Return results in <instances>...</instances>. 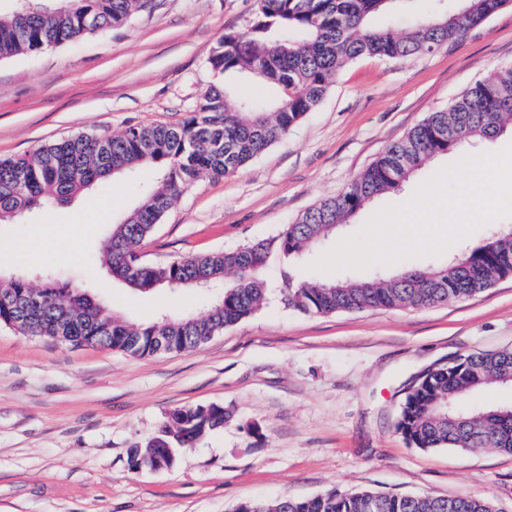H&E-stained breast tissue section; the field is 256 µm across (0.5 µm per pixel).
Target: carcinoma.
Wrapping results in <instances>:
<instances>
[{"mask_svg":"<svg viewBox=\"0 0 512 512\" xmlns=\"http://www.w3.org/2000/svg\"><path fill=\"white\" fill-rule=\"evenodd\" d=\"M0 8V59L37 53L125 24L143 0H60L53 7L15 0ZM402 0H260L248 28L227 33L209 58L219 75L250 74L273 88L272 98L234 96L224 83L203 95L179 125L130 126L118 135H78L30 154L0 160V224H19L49 204L71 203L115 175L155 169L158 185L112 225L100 262L112 279L137 291L212 290L229 272L234 286L214 294L204 312L142 323L121 318L84 285L52 280L41 288L26 275L0 274V325L27 336L71 337L134 355H153L163 340L169 352L196 348L252 315L266 300L261 272L275 259L292 261L376 197L399 188L430 159L495 140L512 125V65L499 67L466 89L448 109L429 114L342 192L321 200L276 236L234 251L167 264L132 261L182 189L203 176L239 172L285 139L315 109L338 73L359 58L389 60L431 53L457 41L505 6L506 0H462L416 17L400 32L382 20ZM512 275V228L448 259L436 269L406 267L389 277L309 281L298 271L280 289L285 306L333 314L373 308L415 309L475 296ZM30 296L39 303L21 314ZM512 385V347L471 353L422 375L399 411L397 431L421 450L490 448L512 454V405L456 407L467 395ZM224 428V408L173 409L159 430L129 450L132 465L172 449L192 448ZM244 512H495L491 500L468 494L407 496L331 489L309 499L247 502Z\"/></svg>","mask_w":512,"mask_h":512,"instance_id":"obj_1","label":"carcinoma"}]
</instances>
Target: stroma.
Here are the masks:
<instances>
[{
  "label": "stroma",
  "instance_id": "stroma-1",
  "mask_svg": "<svg viewBox=\"0 0 512 512\" xmlns=\"http://www.w3.org/2000/svg\"><path fill=\"white\" fill-rule=\"evenodd\" d=\"M256 0H152L122 27L0 60V159L58 139L177 124L216 82L208 58L246 29ZM512 63V5L428 55L362 57L288 137L239 173L184 188L139 251L166 263L276 236L336 195L430 113ZM457 153L434 158L401 190L367 203L306 253L305 275L382 209L410 200ZM156 174L105 181L31 223L0 226V271L88 284L134 321L199 313L205 295L134 291L98 257L113 225ZM512 346V277L475 296L417 309L305 314L276 297L181 353L74 347L0 326V512H235L243 503L337 488L470 494L512 512V455L408 445L395 423L429 368ZM223 406V429L174 469L135 471L130 447L175 408Z\"/></svg>",
  "mask_w": 512,
  "mask_h": 512
}]
</instances>
